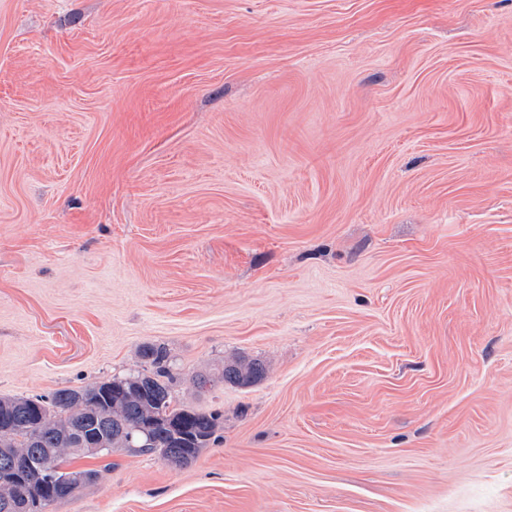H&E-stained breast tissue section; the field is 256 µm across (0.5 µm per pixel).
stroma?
Wrapping results in <instances>:
<instances>
[{
	"mask_svg": "<svg viewBox=\"0 0 512 512\" xmlns=\"http://www.w3.org/2000/svg\"><path fill=\"white\" fill-rule=\"evenodd\" d=\"M150 344L50 512H512V0H0V396ZM264 374L262 365L255 361L238 360L231 364H225L220 379L224 383L238 386H247L261 378Z\"/></svg>",
	"mask_w": 512,
	"mask_h": 512,
	"instance_id": "stroma-1",
	"label": "stroma"
}]
</instances>
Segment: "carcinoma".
I'll return each instance as SVG.
<instances>
[{
    "instance_id": "1",
    "label": "carcinoma",
    "mask_w": 512,
    "mask_h": 512,
    "mask_svg": "<svg viewBox=\"0 0 512 512\" xmlns=\"http://www.w3.org/2000/svg\"><path fill=\"white\" fill-rule=\"evenodd\" d=\"M150 374L114 377L80 388H62L48 399L0 396V512L16 501L27 477L25 463L49 459L59 476L71 460L108 455L116 448L158 453L171 464L186 465L208 447L219 425L216 414L171 407L173 376L169 354L147 345ZM264 374L255 361L224 365L220 379L247 386ZM101 444L81 447L80 432Z\"/></svg>"
}]
</instances>
